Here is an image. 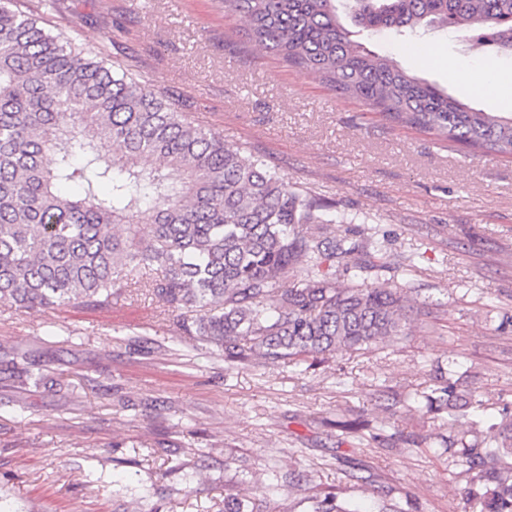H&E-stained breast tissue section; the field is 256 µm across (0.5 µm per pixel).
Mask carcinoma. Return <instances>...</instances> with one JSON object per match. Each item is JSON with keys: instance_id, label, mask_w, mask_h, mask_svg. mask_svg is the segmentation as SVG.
Instances as JSON below:
<instances>
[{"instance_id": "obj_1", "label": "carcinoma", "mask_w": 512, "mask_h": 512, "mask_svg": "<svg viewBox=\"0 0 512 512\" xmlns=\"http://www.w3.org/2000/svg\"><path fill=\"white\" fill-rule=\"evenodd\" d=\"M250 21L260 50L392 124L481 156L512 158V115L485 112L350 38L338 0H221ZM351 22L373 32L451 28L495 56L512 53V0H351ZM346 213H327L310 192L198 124L186 105L87 53L18 0H0V303L101 309L135 279L180 336L214 345L231 365L331 359L407 334L408 283L387 267L378 231L341 235ZM350 258L360 282L333 266ZM447 413L439 447L471 474L482 512H512V421L468 440L480 407L440 380L423 395ZM363 434L357 418L331 421ZM288 481L301 512H348L333 491ZM280 489L229 493L224 512H263ZM378 512H404L375 487Z\"/></svg>"}]
</instances>
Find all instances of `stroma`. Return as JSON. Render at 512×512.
<instances>
[{"mask_svg": "<svg viewBox=\"0 0 512 512\" xmlns=\"http://www.w3.org/2000/svg\"><path fill=\"white\" fill-rule=\"evenodd\" d=\"M50 27L183 98L198 122L337 210L369 215L394 257L417 267L407 336L314 367H228L213 345L177 338L146 289L108 309L0 306V512H224L228 490L270 471L309 472L355 512L391 488L405 512H481L468 476L429 445L391 448L336 432L429 434L419 408L435 366L484 417L512 416V161L471 157L395 126L249 44L220 0H22ZM370 50L487 112L449 64L486 54L444 30L361 34ZM50 380L26 382L27 363ZM398 397L388 420L377 403Z\"/></svg>", "mask_w": 512, "mask_h": 512, "instance_id": "35a3bbf8", "label": "stroma"}]
</instances>
